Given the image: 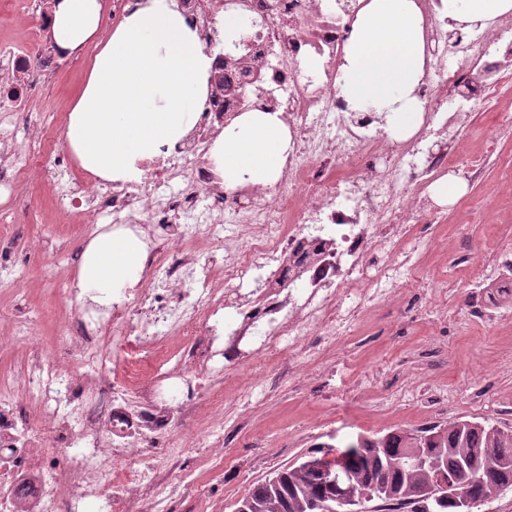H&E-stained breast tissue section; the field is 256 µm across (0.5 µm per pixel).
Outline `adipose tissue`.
<instances>
[{"label":"adipose tissue","mask_w":512,"mask_h":512,"mask_svg":"<svg viewBox=\"0 0 512 512\" xmlns=\"http://www.w3.org/2000/svg\"><path fill=\"white\" fill-rule=\"evenodd\" d=\"M337 84L352 111L373 112L396 139L421 126L416 95L425 69L423 16L415 0H359ZM103 0H54L52 43L69 56L90 49L86 78L63 132L65 147L89 176L133 182L142 162L166 155L192 128L209 94L214 55L176 0H138L115 28L103 27ZM449 35L489 28L512 15V0H440ZM290 134L278 113L246 112L213 140L209 160L225 188L275 184ZM146 240L105 229L82 247L74 281L81 303L108 306L112 293L141 278Z\"/></svg>","instance_id":"adipose-tissue-1"}]
</instances>
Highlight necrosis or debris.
Masks as SVG:
<instances>
[{"label":"necrosis or debris","mask_w":512,"mask_h":512,"mask_svg":"<svg viewBox=\"0 0 512 512\" xmlns=\"http://www.w3.org/2000/svg\"><path fill=\"white\" fill-rule=\"evenodd\" d=\"M179 2L217 51L208 104L169 158L143 162L141 181L76 184L0 126V185L38 174L87 231L108 216L149 242L139 284L68 317L60 355L35 340L27 317L14 320L27 356L18 373L0 372V512H136L161 492L189 498L174 478L175 433L205 417V436L224 442V400L205 395L206 381L241 364L306 363L347 339L429 252L418 227L442 219L430 186L449 171L481 172L451 130L472 112L512 120L498 108L512 87L511 21L452 55L437 0H416L426 109L420 130L397 140L373 114L354 117L336 85L356 0ZM225 12L249 30L221 48ZM307 56L322 59L318 76L305 75ZM255 109L281 113L287 160L274 186L225 190L211 143ZM63 355L82 371L62 366Z\"/></svg>","instance_id":"1"}]
</instances>
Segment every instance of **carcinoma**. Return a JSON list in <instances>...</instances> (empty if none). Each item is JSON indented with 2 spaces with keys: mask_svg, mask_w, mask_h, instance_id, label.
Instances as JSON below:
<instances>
[{
  "mask_svg": "<svg viewBox=\"0 0 512 512\" xmlns=\"http://www.w3.org/2000/svg\"><path fill=\"white\" fill-rule=\"evenodd\" d=\"M340 460L349 471L342 493L308 464ZM444 469L453 484L439 487ZM512 488V429L457 420L427 430L395 429L382 436H358L337 459L314 454L278 471L242 499L237 512H319V505L343 500L344 512L378 500L410 512H465L466 501L484 503Z\"/></svg>",
  "mask_w": 512,
  "mask_h": 512,
  "instance_id": "carcinoma-1",
  "label": "carcinoma"
}]
</instances>
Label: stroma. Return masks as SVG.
<instances>
[{"mask_svg": "<svg viewBox=\"0 0 512 512\" xmlns=\"http://www.w3.org/2000/svg\"><path fill=\"white\" fill-rule=\"evenodd\" d=\"M28 52L47 73L25 90L19 111L0 110V121L29 127L28 144L43 154L66 157L63 131L85 78L87 57L47 53L46 27L36 25L22 0H0V42ZM464 150L483 155L481 176L466 181L464 194L444 206L443 227L424 225L430 262L415 281L397 289L367 314L355 336L337 342L323 363L289 373H269L273 390L263 404L245 409L238 400L250 386L243 367L224 371L223 448H191L181 470L214 497L219 512H237L240 500L274 472L299 464L315 447L343 448L360 435L427 423L426 396L445 393L441 423L458 419L512 427V322L483 319V291L473 285V266L507 244L512 232V130L497 132L489 114L477 112L458 131ZM0 262L26 281L21 301L40 315V338L55 350L56 290L71 287L77 265L49 268L53 254L77 250L88 236L54 211L49 182L31 175L0 188Z\"/></svg>", "mask_w": 512, "mask_h": 512, "instance_id": "stroma-1", "label": "stroma"}]
</instances>
